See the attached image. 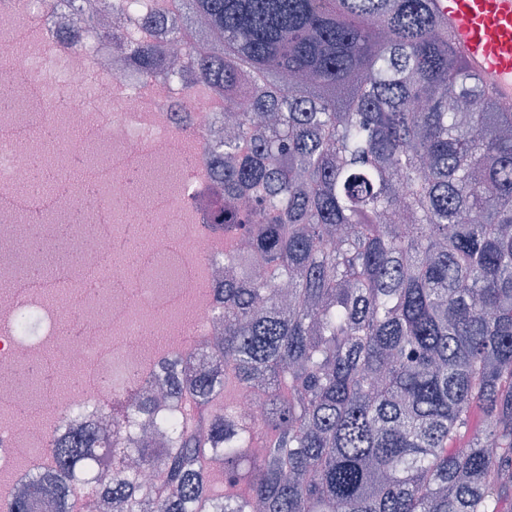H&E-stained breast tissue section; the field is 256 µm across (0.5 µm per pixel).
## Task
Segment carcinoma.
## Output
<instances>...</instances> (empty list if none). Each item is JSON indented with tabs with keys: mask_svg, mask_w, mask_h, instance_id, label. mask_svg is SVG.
Here are the masks:
<instances>
[{
	"mask_svg": "<svg viewBox=\"0 0 512 512\" xmlns=\"http://www.w3.org/2000/svg\"><path fill=\"white\" fill-rule=\"evenodd\" d=\"M186 100L223 91L203 206L224 241V335L186 423L53 449L10 512L126 474L136 512H500L512 498V112L469 72L428 0H179ZM112 43L144 80L169 52ZM256 388L252 421L235 395ZM479 410L481 431L453 448ZM140 381L112 425L148 415Z\"/></svg>",
	"mask_w": 512,
	"mask_h": 512,
	"instance_id": "obj_1",
	"label": "carcinoma"
}]
</instances>
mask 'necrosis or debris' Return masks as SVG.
<instances>
[{
	"mask_svg": "<svg viewBox=\"0 0 512 512\" xmlns=\"http://www.w3.org/2000/svg\"><path fill=\"white\" fill-rule=\"evenodd\" d=\"M74 20L65 5L48 14L43 0H0L8 48L0 89L17 101L0 111V512L57 442L81 430L92 431L99 443L112 441L101 422L114 379L133 373L148 386L168 370L184 379L194 375L199 347L184 340L178 313L190 304L196 335L211 336L219 282L200 290L197 270L224 264L223 245L198 227L196 202L211 181L190 177L155 195L151 211L164 230L142 249L140 267L114 258L115 241L142 209L143 174L178 159L184 137L213 143L224 125V102L199 96L177 112L183 85L163 64L151 94H144L123 52L90 51L82 33L59 44ZM61 113L88 134L62 139L55 169L63 175L68 163L85 161L98 195L90 199L73 187L42 207L33 228L26 207L14 205L12 189L25 181L41 147L37 125ZM63 253L75 260L73 281L107 262L112 272L90 295L65 291L51 300L44 290L28 288L48 258ZM72 306L79 307L83 326L76 338L59 330L61 309ZM72 365L81 372L67 393H58L51 375ZM33 407L37 428L14 420L16 411Z\"/></svg>",
	"mask_w": 512,
	"mask_h": 512,
	"instance_id": "1",
	"label": "necrosis or debris"
}]
</instances>
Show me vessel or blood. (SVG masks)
Instances as JSON below:
<instances>
[{"label":"vessel or blood","mask_w":512,"mask_h":512,"mask_svg":"<svg viewBox=\"0 0 512 512\" xmlns=\"http://www.w3.org/2000/svg\"><path fill=\"white\" fill-rule=\"evenodd\" d=\"M468 68L512 107V0H429Z\"/></svg>","instance_id":"b4317fda"}]
</instances>
